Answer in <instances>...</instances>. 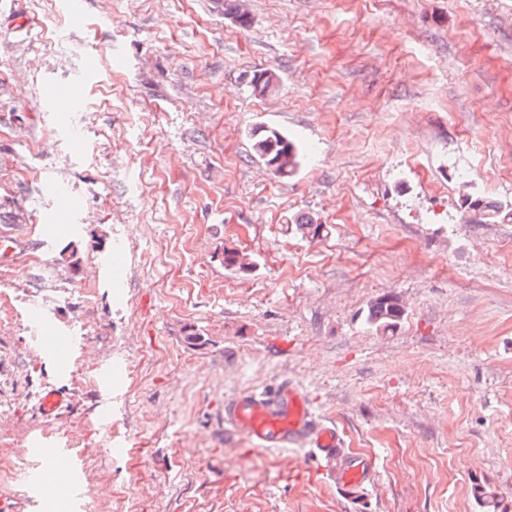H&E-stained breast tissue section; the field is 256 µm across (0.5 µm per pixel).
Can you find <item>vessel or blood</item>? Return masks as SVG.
I'll list each match as a JSON object with an SVG mask.
<instances>
[{
  "instance_id": "1",
  "label": "vessel or blood",
  "mask_w": 512,
  "mask_h": 512,
  "mask_svg": "<svg viewBox=\"0 0 512 512\" xmlns=\"http://www.w3.org/2000/svg\"><path fill=\"white\" fill-rule=\"evenodd\" d=\"M224 423L245 433L258 448L307 447L320 456L335 455L342 441L332 426L312 410L303 394L283 383L262 393H239L224 400ZM367 462H352L338 471L343 496H350L364 481Z\"/></svg>"
}]
</instances>
